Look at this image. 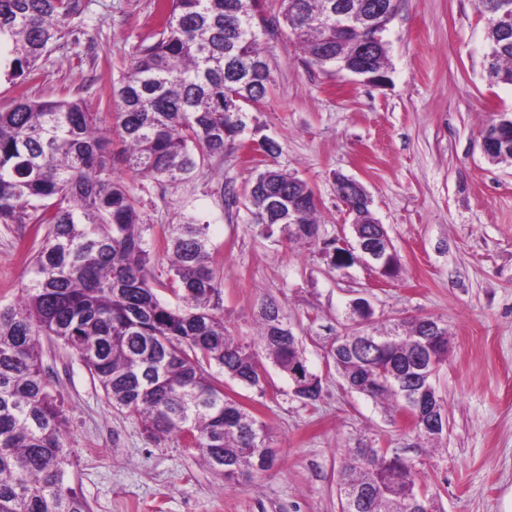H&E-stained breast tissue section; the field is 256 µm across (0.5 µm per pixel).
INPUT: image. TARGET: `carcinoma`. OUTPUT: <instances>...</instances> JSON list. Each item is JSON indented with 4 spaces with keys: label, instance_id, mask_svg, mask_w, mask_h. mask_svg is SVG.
I'll use <instances>...</instances> for the list:
<instances>
[{
    "label": "carcinoma",
    "instance_id": "1",
    "mask_svg": "<svg viewBox=\"0 0 512 512\" xmlns=\"http://www.w3.org/2000/svg\"><path fill=\"white\" fill-rule=\"evenodd\" d=\"M488 22V69L512 77V0H496ZM358 0H281L282 16L307 62L333 70L373 39L363 25L336 28V12ZM256 0H170L155 41L142 45L115 95L114 112L81 100H19L0 111V224L45 225L19 298L0 307V512H87L67 483L66 416L41 360L43 336L73 350L108 402L141 422L160 443L192 435L207 467L240 485L275 462L267 426L224 392L222 377L265 393L269 360L289 377L293 394L313 403L322 379L312 373L288 316L272 299L260 303L258 344L238 340L219 315L221 281L207 224H172L165 253L179 303L152 287L154 256L140 223L139 200L115 176V162L158 184L199 176L243 130L240 113L263 103L274 82L260 48L272 19ZM78 0H0V49L12 79L31 72ZM388 43L376 44L375 69L389 72ZM121 149L113 150L112 136ZM266 167L246 210L261 234L280 227L287 241L320 245L336 265V239L319 238L316 204L303 180ZM304 207L288 223V188ZM420 319L371 338L350 326L326 346L353 390L400 405L427 387L448 357V334L419 336ZM448 425L443 402L427 399L415 427L422 443ZM341 512H424L435 494L394 448L351 449L340 471Z\"/></svg>",
    "mask_w": 512,
    "mask_h": 512
}]
</instances>
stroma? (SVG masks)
<instances>
[{
  "mask_svg": "<svg viewBox=\"0 0 512 512\" xmlns=\"http://www.w3.org/2000/svg\"><path fill=\"white\" fill-rule=\"evenodd\" d=\"M79 5L30 76L0 72V111L22 96L114 111V85L158 30V0ZM387 40L390 80L374 87L308 65L286 27L262 35L274 84L244 113L243 137L269 138L278 153L261 161L235 146L177 186L132 181L155 244L158 297L175 300L165 287L169 225H207L229 333L256 342L258 306L276 299L322 394L302 403L273 366L263 393L225 380V392L269 426L277 452L269 470L228 489L197 449L175 437L150 440L73 351L42 340L43 368L68 418V482L89 512H340L337 477L359 445L405 449L438 512H512V163H490L481 144L483 130L512 111V84L487 76L477 0H397ZM265 164L313 190L324 239L354 238L337 175L362 183L393 243L397 276L336 269L320 249L261 237L245 205ZM41 239L36 225L0 224V305L19 295ZM360 297L377 324L432 317L447 329L448 360L434 385L448 425L435 445L414 447L412 425L393 404L327 369L323 346L343 333Z\"/></svg>",
  "mask_w": 512,
  "mask_h": 512,
  "instance_id": "stroma-1",
  "label": "stroma"
}]
</instances>
